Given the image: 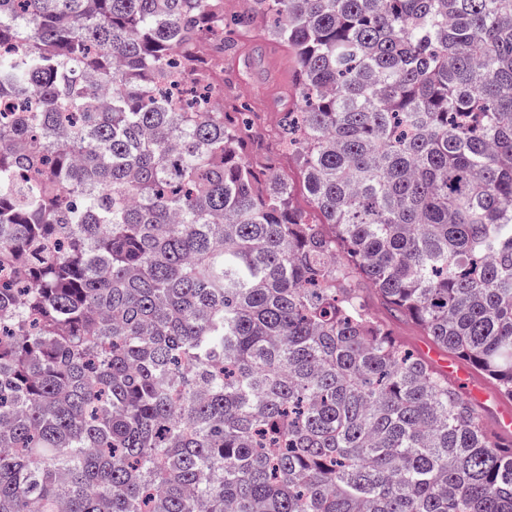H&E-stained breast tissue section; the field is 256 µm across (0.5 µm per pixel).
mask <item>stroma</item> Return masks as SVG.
<instances>
[{"label": "stroma", "mask_w": 512, "mask_h": 512, "mask_svg": "<svg viewBox=\"0 0 512 512\" xmlns=\"http://www.w3.org/2000/svg\"><path fill=\"white\" fill-rule=\"evenodd\" d=\"M210 66L224 81L225 109L240 103L252 114L256 138L248 145L250 156L268 162L274 173L285 176L293 188V208L309 220L321 222L320 213L305 191L300 164L283 149L279 136L278 125L283 113L295 108L298 99L297 63L293 52L279 42L264 22L238 37L234 50L213 55ZM364 298L371 312L386 321L394 335L412 351H420L427 343L428 338L420 327L391 315L376 293L365 291Z\"/></svg>", "instance_id": "1"}]
</instances>
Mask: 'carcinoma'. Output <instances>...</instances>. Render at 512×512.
Segmentation results:
<instances>
[{
	"mask_svg": "<svg viewBox=\"0 0 512 512\" xmlns=\"http://www.w3.org/2000/svg\"><path fill=\"white\" fill-rule=\"evenodd\" d=\"M259 16L321 224L209 81ZM2 91L0 512H512L359 288L512 398V0H0Z\"/></svg>",
	"mask_w": 512,
	"mask_h": 512,
	"instance_id": "1",
	"label": "carcinoma"
}]
</instances>
